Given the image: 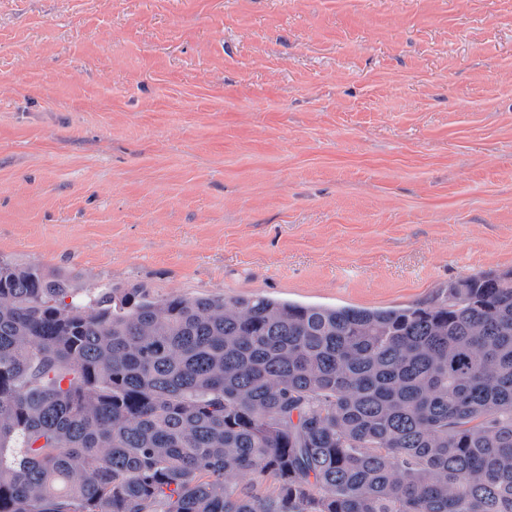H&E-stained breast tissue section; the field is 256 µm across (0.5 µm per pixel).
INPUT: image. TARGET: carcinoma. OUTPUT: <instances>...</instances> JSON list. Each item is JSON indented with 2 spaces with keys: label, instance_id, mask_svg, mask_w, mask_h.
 I'll return each instance as SVG.
<instances>
[{
  "label": "carcinoma",
  "instance_id": "cac0c4a2",
  "mask_svg": "<svg viewBox=\"0 0 512 512\" xmlns=\"http://www.w3.org/2000/svg\"><path fill=\"white\" fill-rule=\"evenodd\" d=\"M0 262V512H512V272L366 310L87 304Z\"/></svg>",
  "mask_w": 512,
  "mask_h": 512
}]
</instances>
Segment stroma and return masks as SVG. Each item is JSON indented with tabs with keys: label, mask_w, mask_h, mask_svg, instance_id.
<instances>
[{
	"label": "stroma",
	"mask_w": 512,
	"mask_h": 512,
	"mask_svg": "<svg viewBox=\"0 0 512 512\" xmlns=\"http://www.w3.org/2000/svg\"><path fill=\"white\" fill-rule=\"evenodd\" d=\"M392 309L512 270V0H0V262Z\"/></svg>",
	"instance_id": "stroma-1"
}]
</instances>
